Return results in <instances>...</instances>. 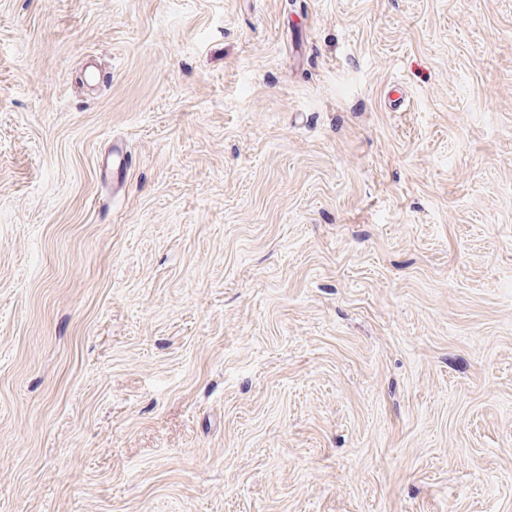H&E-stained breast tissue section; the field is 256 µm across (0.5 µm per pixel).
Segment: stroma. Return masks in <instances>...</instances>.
<instances>
[{"mask_svg":"<svg viewBox=\"0 0 512 512\" xmlns=\"http://www.w3.org/2000/svg\"><path fill=\"white\" fill-rule=\"evenodd\" d=\"M0 512H512V0H0Z\"/></svg>","mask_w":512,"mask_h":512,"instance_id":"stroma-1","label":"stroma"}]
</instances>
